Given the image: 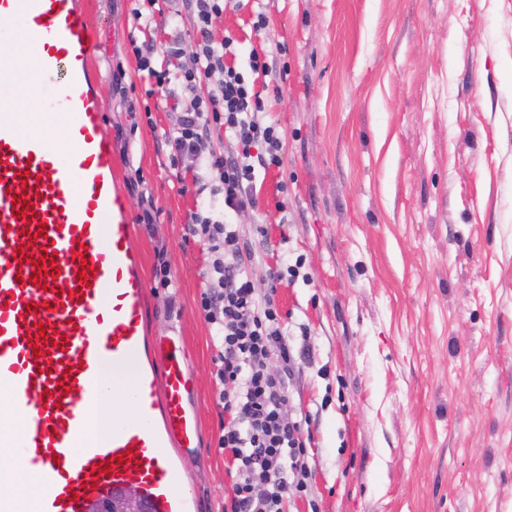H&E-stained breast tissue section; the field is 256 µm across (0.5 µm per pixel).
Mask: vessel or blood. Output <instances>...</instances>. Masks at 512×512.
I'll list each match as a JSON object with an SVG mask.
<instances>
[{"label":"vessel or blood","instance_id":"obj_1","mask_svg":"<svg viewBox=\"0 0 512 512\" xmlns=\"http://www.w3.org/2000/svg\"><path fill=\"white\" fill-rule=\"evenodd\" d=\"M15 19L36 37L45 87L84 90L76 104H59L71 146L63 156L47 135H22L17 113L0 115V393L22 423L0 431V446L32 467L40 512H87L128 485L151 512H196L178 464L199 440L191 367L179 337L151 338L144 328V258L130 245L118 160L90 76L89 15L76 0H0V20ZM22 82L13 59L0 56V100ZM43 255L59 270L45 284L33 280ZM84 262L94 272L86 284ZM43 327L55 344L37 346ZM127 369L129 402L113 409L111 434L85 440L108 371Z\"/></svg>","mask_w":512,"mask_h":512}]
</instances>
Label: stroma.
Instances as JSON below:
<instances>
[{"instance_id": "1", "label": "stroma", "mask_w": 512, "mask_h": 512, "mask_svg": "<svg viewBox=\"0 0 512 512\" xmlns=\"http://www.w3.org/2000/svg\"><path fill=\"white\" fill-rule=\"evenodd\" d=\"M77 2L145 259L146 330L181 337L193 370L198 512H224V411L197 305L211 256L185 237L210 195L191 160L169 159L172 105L190 94L174 81L147 96L132 52L144 44L188 68L189 55L163 49L198 32L187 0H164L149 23L137 0ZM211 35L233 36L241 61L268 51L278 72L263 99L282 165L257 171L258 206L232 221L259 291L282 259L302 263L275 294L298 353L288 407L309 416L312 438L307 491L284 512H512V0H245Z\"/></svg>"}]
</instances>
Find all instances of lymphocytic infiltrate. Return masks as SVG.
I'll return each instance as SVG.
<instances>
[{"label": "lymphocytic infiltrate", "instance_id": "obj_1", "mask_svg": "<svg viewBox=\"0 0 512 512\" xmlns=\"http://www.w3.org/2000/svg\"><path fill=\"white\" fill-rule=\"evenodd\" d=\"M193 23L199 37L191 45L180 42L166 47L167 55L190 53L192 68L179 73L156 69L152 52L133 47L137 68L154 78L158 88L180 81L191 92L190 108L177 121L172 147L189 154L200 165L217 171L219 183L212 188L221 204L209 203L189 215L187 231L200 237L214 253L212 275L199 300L200 310L212 329L216 349L214 378L222 384L219 399L228 420L217 446L229 460L231 495L224 512H284L294 492L307 488L308 477L300 456L308 418L285 412L288 399L287 372L294 364L282 317L274 303L276 288L284 279L281 270L268 273V289L258 292L241 261L239 230L229 214L256 207V169L280 166L283 149L277 124L265 121L264 100L255 88V76H269L265 53L250 52L247 67L226 64L236 53L235 41L216 42L209 29L231 6L232 0H192ZM214 80L207 99L195 97L198 84ZM224 132L229 146L216 153L209 141L210 129ZM279 356L284 371L274 374L271 356Z\"/></svg>", "mask_w": 512, "mask_h": 512}]
</instances>
